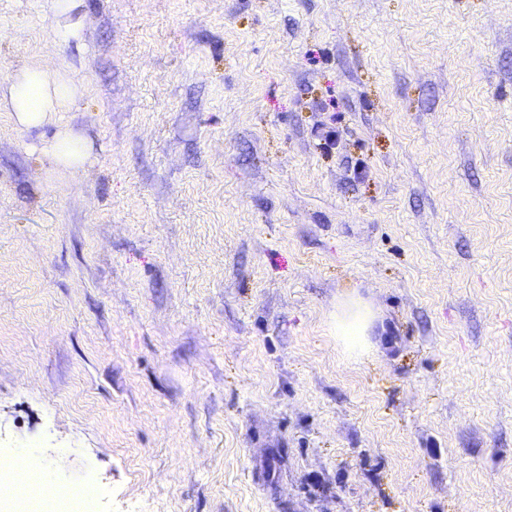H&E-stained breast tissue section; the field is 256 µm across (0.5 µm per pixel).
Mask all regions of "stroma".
Returning a JSON list of instances; mask_svg holds the SVG:
<instances>
[{
	"label": "stroma",
	"instance_id": "obj_1",
	"mask_svg": "<svg viewBox=\"0 0 512 512\" xmlns=\"http://www.w3.org/2000/svg\"><path fill=\"white\" fill-rule=\"evenodd\" d=\"M53 4L0 0V81L85 75L93 152L0 111V457L91 512H512V0ZM83 0H57L55 6L58 23L68 37L79 38L82 30L80 18H74L78 9L81 8ZM380 318L374 306L355 294H346L336 302L331 316L332 336L348 358L363 360L375 350L372 341Z\"/></svg>",
	"mask_w": 512,
	"mask_h": 512
}]
</instances>
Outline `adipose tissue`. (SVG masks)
<instances>
[{
    "mask_svg": "<svg viewBox=\"0 0 512 512\" xmlns=\"http://www.w3.org/2000/svg\"><path fill=\"white\" fill-rule=\"evenodd\" d=\"M86 79L66 68L26 66L0 86V109L12 112L24 128L57 126L54 140L45 148L56 169L77 176L90 157L91 144L59 122L60 113L69 111L85 90ZM380 314L374 306L355 294L336 303L331 330L342 353L360 360L375 350L372 341Z\"/></svg>",
    "mask_w": 512,
    "mask_h": 512,
    "instance_id": "obj_1",
    "label": "adipose tissue"
}]
</instances>
